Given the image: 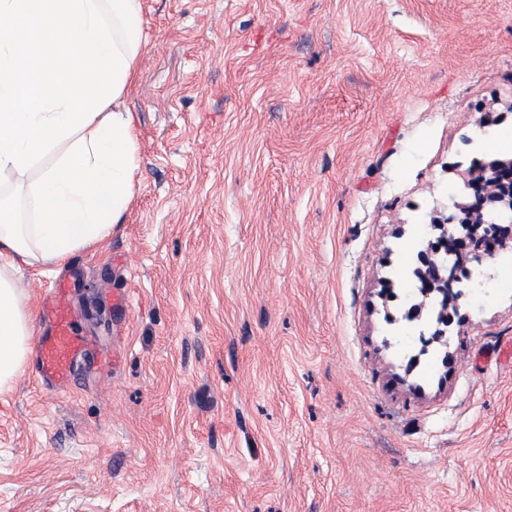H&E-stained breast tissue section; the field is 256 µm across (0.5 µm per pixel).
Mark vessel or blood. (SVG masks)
I'll return each mask as SVG.
<instances>
[{
	"instance_id": "b4317fda",
	"label": "vessel or blood",
	"mask_w": 512,
	"mask_h": 512,
	"mask_svg": "<svg viewBox=\"0 0 512 512\" xmlns=\"http://www.w3.org/2000/svg\"><path fill=\"white\" fill-rule=\"evenodd\" d=\"M44 310L50 329L39 339L34 377L40 384L60 390L73 381L90 341L76 331L67 292L62 285L46 290Z\"/></svg>"
}]
</instances>
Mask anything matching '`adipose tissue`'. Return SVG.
<instances>
[{
	"mask_svg": "<svg viewBox=\"0 0 512 512\" xmlns=\"http://www.w3.org/2000/svg\"><path fill=\"white\" fill-rule=\"evenodd\" d=\"M143 11V0H0V389L35 337L16 270L101 248L142 186L125 100Z\"/></svg>",
	"mask_w": 512,
	"mask_h": 512,
	"instance_id": "1",
	"label": "adipose tissue"
}]
</instances>
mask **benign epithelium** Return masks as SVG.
I'll use <instances>...</instances> for the list:
<instances>
[{
    "label": "benign epithelium",
    "instance_id": "1",
    "mask_svg": "<svg viewBox=\"0 0 512 512\" xmlns=\"http://www.w3.org/2000/svg\"><path fill=\"white\" fill-rule=\"evenodd\" d=\"M462 196L467 201L450 199L446 212L431 220L430 230L438 236L417 254L419 266L413 269V276L423 300L411 305L402 319L419 324L428 305L434 326L428 333L419 330L420 348L412 358L414 363L428 354L433 344H446L450 310L458 309L465 297L461 270L449 263L446 255L458 252L461 260L480 265L494 255L500 242L512 236V158L473 159Z\"/></svg>",
    "mask_w": 512,
    "mask_h": 512
}]
</instances>
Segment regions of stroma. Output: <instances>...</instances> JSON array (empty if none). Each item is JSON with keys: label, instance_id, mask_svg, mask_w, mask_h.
I'll return each mask as SVG.
<instances>
[{"label": "stroma", "instance_id": "1", "mask_svg": "<svg viewBox=\"0 0 512 512\" xmlns=\"http://www.w3.org/2000/svg\"><path fill=\"white\" fill-rule=\"evenodd\" d=\"M143 184L73 255L72 388L0 391V512H512V239L447 345L384 292L512 132V0H144ZM134 288L128 309L112 293Z\"/></svg>", "mask_w": 512, "mask_h": 512}]
</instances>
